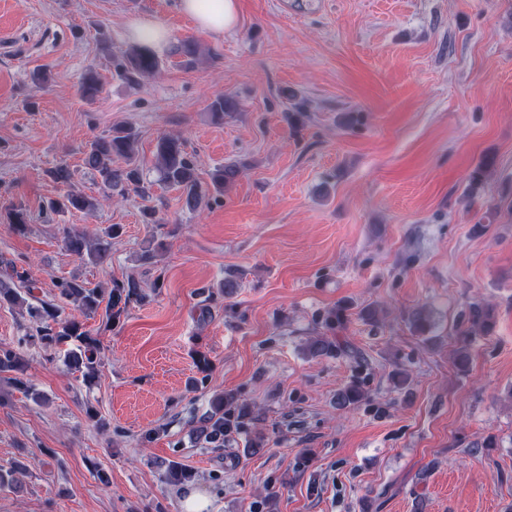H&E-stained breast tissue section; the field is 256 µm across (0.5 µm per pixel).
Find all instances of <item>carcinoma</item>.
<instances>
[{
    "label": "carcinoma",
    "mask_w": 512,
    "mask_h": 512,
    "mask_svg": "<svg viewBox=\"0 0 512 512\" xmlns=\"http://www.w3.org/2000/svg\"><path fill=\"white\" fill-rule=\"evenodd\" d=\"M170 55L179 57L180 64L190 69L201 56V46L192 37L181 39L172 45ZM111 63L115 72L126 83L135 85L141 78L154 74L159 69L161 60L152 50L135 45L129 50L112 54ZM100 91L101 84L97 73L88 72L80 85L82 99L91 104L97 100ZM239 109L237 100L223 94L216 96L208 106L211 119L217 122ZM137 138V133L130 126H116L94 136L83 152L85 168L97 175L101 184L110 191L117 189L125 192L132 189L141 196L149 194L150 186L140 176ZM155 168L159 173V181L181 190L185 205L191 209L205 203L210 193L222 194L231 188L241 170L238 163L217 167L209 174L207 186H202L196 162L187 152L184 141L170 134H164L158 139ZM49 175L66 188L63 195L48 202L49 210L91 212L97 209V199L73 188V173L68 166L58 165L49 171ZM7 220L13 230H24L29 224L27 209L21 205L10 206ZM116 234V228H109L105 232L106 239L93 246L85 233L73 227H65L62 229L61 243L71 254L81 258L86 256L91 262L103 265L110 259V239ZM56 287L58 298L85 317L96 314L101 303L107 302L109 321L119 316L130 303L140 302L145 298L141 286L133 279L115 280L106 292L101 288H90L75 277L58 281ZM35 288L36 285L25 268L8 262L0 269V304L6 303L22 309L32 327V331L19 337L15 343L0 344V375H7L6 381L9 384L40 403L43 395L36 392L29 381L23 378L27 369L22 355L24 347L37 346L46 353H52L62 345L69 346L64 356V364L69 369L82 373L89 382L97 377L101 360L100 342L83 329L76 317L64 314V309L58 304L35 296ZM409 320L418 335L426 336L431 332V321L424 310L412 311ZM468 323L467 328L458 330V335L464 337L465 342L456 351L454 360L455 367L460 371L466 370L470 363L469 345L479 336L490 335L493 329V310L489 304L482 301L470 303ZM307 350L314 358L333 357L339 352V345L328 337L316 336L309 339ZM362 398L361 388L351 383L340 395L338 404L342 407L351 406L359 403ZM246 430L247 414L238 404L237 394L226 392L210 401L209 410L199 420L196 434L197 438L210 444L212 449L219 450L224 447L225 434ZM26 471L27 465L20 461L6 472L0 471V486L16 488L20 483L19 475ZM165 480L171 486H181L193 482L195 474L181 463L171 461L166 466Z\"/></svg>",
    "instance_id": "cac0c4a2"
}]
</instances>
